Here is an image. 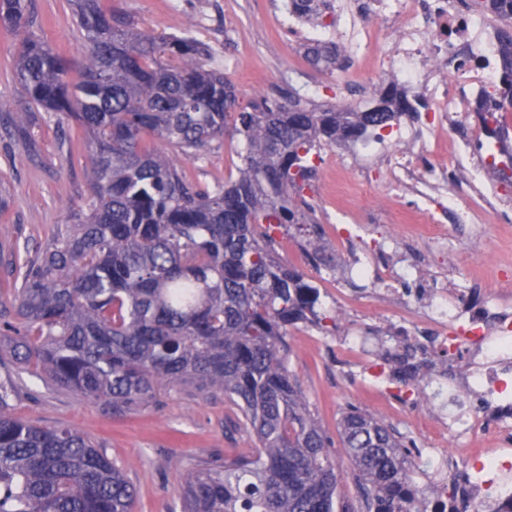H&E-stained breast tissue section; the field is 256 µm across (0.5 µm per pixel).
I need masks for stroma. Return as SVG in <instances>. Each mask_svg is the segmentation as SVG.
Masks as SVG:
<instances>
[{"mask_svg": "<svg viewBox=\"0 0 512 512\" xmlns=\"http://www.w3.org/2000/svg\"><path fill=\"white\" fill-rule=\"evenodd\" d=\"M118 11L133 15L142 30L154 34L188 35L198 39L210 66L223 69L237 89L239 104L262 97L275 81L293 96L316 105L345 104L354 110L369 107V99L351 92L349 71L373 70L379 88H386L383 70L371 67L370 56L341 50L334 65H314L305 55V42L292 33L280 14L279 0H108ZM30 11L49 43L62 48L78 77L86 44L73 21L69 0H29ZM20 36L0 27V284L11 280L12 264L24 250L45 246L66 231L75 212L91 195L85 176L92 148L73 121L38 110L29 111V138L13 139L8 129L15 113L27 109L14 74ZM241 138L213 142L203 159L184 161L194 180L214 185L227 179ZM355 142L323 148L315 159L316 176L305 197L315 208V223L289 226L277 238L279 259L301 272L320 289L319 313L340 310L333 325L302 324L287 338L288 368L298 378L306 400L333 444V459L343 480L341 498L356 503L359 489L352 465L341 446L339 420L353 405L384 419L407 441L424 448L436 437L421 424L420 413L378 400L366 386L364 369L345 370L340 341L349 328L361 326L373 345L383 346L393 331L387 310L371 306L373 286L358 282L349 290L350 302L337 306L335 288L349 276L350 264L336 249V238L357 232L365 240L395 227L402 246L414 238L396 224L400 211L415 209L413 190L393 191L387 161L377 155L356 157ZM473 221L452 224L447 230V264L427 263L416 281L398 284L400 296L438 283L467 301L469 291L492 295L497 308L512 311V155L489 171L484 182L464 187ZM321 247L318 264H310L309 242ZM13 380L20 394L13 401L18 417L38 425L59 424L76 429L124 465L137 489L134 512H174L176 488L194 459L232 448L250 447L246 433L229 436L232 416L223 399L206 400L187 390L162 395L160 405L143 407L121 418L104 405L48 385L11 365L0 368V381Z\"/></svg>", "mask_w": 512, "mask_h": 512, "instance_id": "stroma-1", "label": "stroma"}]
</instances>
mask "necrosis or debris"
I'll return each instance as SVG.
<instances>
[{
	"label": "necrosis or debris",
	"mask_w": 512,
	"mask_h": 512,
	"mask_svg": "<svg viewBox=\"0 0 512 512\" xmlns=\"http://www.w3.org/2000/svg\"><path fill=\"white\" fill-rule=\"evenodd\" d=\"M357 16L358 36L374 49L382 67L406 87L427 92L430 122L412 128L392 120L387 138L363 141L361 147L389 155L392 184L421 185L419 204L408 219L417 222L416 236L426 247L439 246L446 228L437 213L453 212L464 223L471 221L472 213L448 190L447 160L435 159L425 168L419 161L430 154L442 128L454 121L460 124L459 142L468 147L480 142L483 128L469 111L498 83L497 32L484 13L460 10L455 0H368ZM395 315L405 333L415 332L421 323L427 326L421 361L434 352L457 350L472 368L467 374L451 364L441 366L443 380L430 390L429 412L432 426L445 432L461 401L472 402L474 410L460 431L470 447L423 448L419 456L446 474L466 462L474 477L455 496L443 492L429 499L425 512H512V436L507 433L512 401L501 402L498 410L492 407L506 390L499 368L512 355V315L461 316L455 298L444 288L402 302Z\"/></svg>",
	"instance_id": "4bbe7bcc"
}]
</instances>
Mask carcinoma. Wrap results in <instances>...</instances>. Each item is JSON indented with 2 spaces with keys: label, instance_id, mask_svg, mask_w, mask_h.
<instances>
[{
  "label": "carcinoma",
  "instance_id": "obj_1",
  "mask_svg": "<svg viewBox=\"0 0 512 512\" xmlns=\"http://www.w3.org/2000/svg\"><path fill=\"white\" fill-rule=\"evenodd\" d=\"M72 6L87 47L76 82L64 54L33 30L27 0H0V24L24 33L15 77L27 99L69 116L95 148L86 211L14 267L16 319L0 332L13 337L16 362L114 415L174 386L224 398L230 431L253 448L191 462L181 512H419L405 438L355 407L342 414L340 436L359 510L339 502L330 440L286 367L288 328L323 321L320 291L280 262L272 236L316 223L304 196L312 150L387 126L412 109L408 97L386 90L362 112L296 97L240 108L195 38L142 32L103 0ZM291 6L319 23L314 0ZM474 6L502 21L509 59L486 110L493 118L512 110V0ZM306 54L336 63L320 43ZM230 128L245 142L241 164L203 188L173 155L198 160ZM14 393L0 384V512H132L125 469L70 428L15 416Z\"/></svg>",
  "mask_w": 512,
  "mask_h": 512
}]
</instances>
